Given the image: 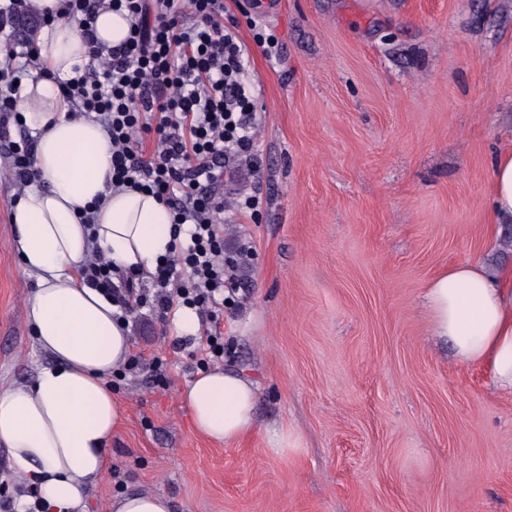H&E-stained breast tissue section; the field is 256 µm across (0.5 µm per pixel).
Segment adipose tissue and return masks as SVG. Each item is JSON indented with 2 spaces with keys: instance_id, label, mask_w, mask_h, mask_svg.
Listing matches in <instances>:
<instances>
[{
  "instance_id": "adipose-tissue-1",
  "label": "adipose tissue",
  "mask_w": 512,
  "mask_h": 512,
  "mask_svg": "<svg viewBox=\"0 0 512 512\" xmlns=\"http://www.w3.org/2000/svg\"><path fill=\"white\" fill-rule=\"evenodd\" d=\"M45 76L19 94L23 126L37 138L34 166L41 187L12 208L19 234L14 248L37 286L26 322L51 363L29 384L0 388V443L17 475L34 489L19 508L86 512L89 491L104 477L108 445L122 410L106 384L126 363L127 326L112 304L78 274L92 248L115 269L153 273L172 250L168 208L147 192L112 189L111 151L101 126L69 115L62 82L88 61L74 23L57 18L36 33ZM493 223H512V148L492 161ZM425 301L436 336L449 341L461 364L490 362L497 388L512 392V268L463 261L427 285ZM195 429L232 443L257 432V386L219 368L199 373L181 392Z\"/></svg>"
}]
</instances>
